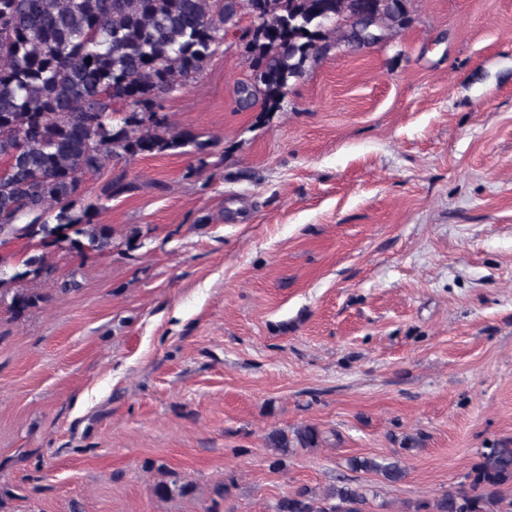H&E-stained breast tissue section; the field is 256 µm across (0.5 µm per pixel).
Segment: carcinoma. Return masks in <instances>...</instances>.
Returning a JSON list of instances; mask_svg holds the SVG:
<instances>
[{"mask_svg":"<svg viewBox=\"0 0 512 512\" xmlns=\"http://www.w3.org/2000/svg\"><path fill=\"white\" fill-rule=\"evenodd\" d=\"M261 2L254 15L255 2ZM411 0H0V238L29 240L19 260L0 251V310L15 321L49 301L24 284L46 279L48 255L66 247L81 257L112 249L114 230L86 202L83 179L114 159L167 151L193 155L200 174L219 139L176 128L162 112L164 96L180 90L207 65L224 36L248 40L254 81L240 102L281 108L290 82L333 53L367 46L366 26L386 42L412 22ZM256 16L255 29L239 26ZM136 189L121 174L100 195ZM336 432L306 425L273 430L269 466L284 470L297 449L320 448ZM351 471L398 483L406 470L395 458L350 457ZM154 486L160 497L184 496L192 485L173 472ZM512 485V447L484 448L465 482L405 512H512L501 489ZM376 498L370 486L344 480L302 485L272 512H361Z\"/></svg>","mask_w":512,"mask_h":512,"instance_id":"carcinoma-1","label":"carcinoma"}]
</instances>
